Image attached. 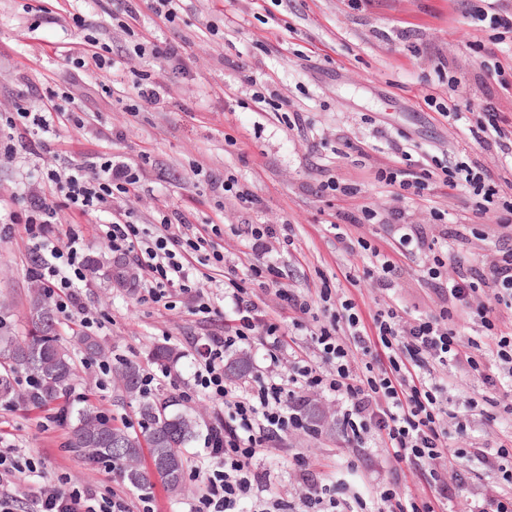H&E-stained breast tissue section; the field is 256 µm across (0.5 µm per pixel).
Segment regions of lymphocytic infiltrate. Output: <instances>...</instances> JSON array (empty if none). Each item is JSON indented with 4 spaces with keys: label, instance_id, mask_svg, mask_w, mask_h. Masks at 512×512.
Masks as SVG:
<instances>
[{
    "label": "lymphocytic infiltrate",
    "instance_id": "f902f5d3",
    "mask_svg": "<svg viewBox=\"0 0 512 512\" xmlns=\"http://www.w3.org/2000/svg\"><path fill=\"white\" fill-rule=\"evenodd\" d=\"M180 2L112 0L107 14L113 26L129 33L146 10L162 23L174 22ZM54 53L76 80L93 69L116 71L128 64L127 59L114 58L109 46L89 33L82 36L79 48L58 46ZM134 53L172 74L185 71L179 46L157 36H140ZM91 121L90 113L59 88H47L38 97L21 89L0 104V127L24 126L42 162L39 190L14 194L0 203V235L9 236L16 224L37 226L32 241L35 274L55 313L79 315L84 328L101 322L82 294L87 280L84 240L72 232L57 241L46 237L63 211L77 218L106 214L97 234L113 261L135 265L131 287L138 301L168 309L180 299L193 304L198 314H212L202 286L208 275L194 260L204 252L215 263H223L219 225L197 227L187 215L163 213L157 233L141 238L130 201L152 177L150 153H142L133 164L108 150L62 162L52 148L58 126L82 129ZM400 158L401 165L385 164L373 171L375 183L388 189L394 207L382 212L367 204L353 211L340 209L330 226H394L405 253L419 255L423 278L438 298L436 307L407 320L389 305L367 320L356 299L337 294L329 280H322L313 294L288 288L285 271L272 252L275 242L287 246L290 238H277L271 225H251L245 242L250 263L243 276L224 283L231 314L223 330L193 346L196 386L224 406V447L212 463L196 470L200 490L190 512H241L246 502L250 512H340L341 486L323 483L308 468H300L296 497L288 500L272 492L270 473L254 467L273 442L303 429L304 408L314 393L336 401L337 422L354 447L372 440L394 461L428 468L430 495L404 494L389 482L377 487L374 510L363 507L359 512H436L437 505L455 495V486L436 463L448 457L449 429L462 433L467 424L444 402L438 372L452 364L479 371L488 351L496 355L503 372L512 375V332L502 331L494 317L495 306L512 307V247L497 248L457 277H448L451 244L428 236L424 225L408 222L398 203L424 199L437 188L449 194L465 189L471 200L470 223L494 216L498 235L512 238V195L492 174L464 161L442 165L409 149L401 151ZM263 289L272 291L279 307L288 310L289 320H281L260 297ZM460 310L479 317L486 335L493 338L489 347L463 339L452 327L453 314ZM302 335L310 338L311 347L299 343ZM255 339L269 349L267 374L249 388L233 387L224 377V355ZM33 466L31 458L0 449V512H25L29 504L34 512H155L148 495L134 508L121 494L101 497L93 489H71L62 483L44 485L30 501H23L11 490L10 480Z\"/></svg>",
    "mask_w": 512,
    "mask_h": 512
}]
</instances>
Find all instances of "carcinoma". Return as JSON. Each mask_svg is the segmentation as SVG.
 Masks as SVG:
<instances>
[{
  "instance_id": "1",
  "label": "carcinoma",
  "mask_w": 512,
  "mask_h": 512,
  "mask_svg": "<svg viewBox=\"0 0 512 512\" xmlns=\"http://www.w3.org/2000/svg\"><path fill=\"white\" fill-rule=\"evenodd\" d=\"M92 278L107 281L119 277L124 269L100 256L88 258ZM29 329L25 336L0 335V405L36 410L56 411L57 420L68 429V446L92 464L117 470L127 484L146 492L160 482L172 496L185 487L186 448L200 427L195 415L188 411L173 413L177 399L147 398L141 394V367L134 361L122 360L115 366V378L124 392L138 402L140 432L131 433L125 425L97 406L86 403L73 411L68 397L78 379L76 365L59 334V320L46 303V292L38 279L29 288ZM85 354L99 356L106 346L91 335L78 336ZM22 372L32 384L24 391L16 388L13 374Z\"/></svg>"
}]
</instances>
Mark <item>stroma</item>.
Here are the masks:
<instances>
[{"instance_id": "obj_1", "label": "stroma", "mask_w": 512, "mask_h": 512, "mask_svg": "<svg viewBox=\"0 0 512 512\" xmlns=\"http://www.w3.org/2000/svg\"><path fill=\"white\" fill-rule=\"evenodd\" d=\"M59 2L57 15L40 18L29 10L32 0H0V102L23 83L41 89L65 84L67 70L53 49L80 41L71 17L82 15L113 55L129 58L132 68L84 76L73 94L92 111L94 123L80 131L59 128L55 150L62 159H81L100 151V132L117 130L124 137L115 141L112 152L122 161L135 163L142 152H150L156 175L134 204L141 236L155 235L162 212L192 206L197 222L221 217L228 227L222 240L224 264L206 267L214 277L245 264L242 236L247 225L271 224L278 236L293 240L283 257L292 288L311 292L320 276L333 278L337 291L354 295L370 315L387 298L363 280L370 260L353 243L363 237L390 254L399 245L384 224L346 226L347 240H337L327 222V205L317 194L322 180L332 175L357 184L366 202L382 210L391 207L389 194L373 181L372 164L394 163L395 141L442 163L466 159L512 180L496 145H478L467 131L468 120L450 122L425 102L429 95L442 102L452 98L470 104L475 113L490 104L512 124V93L500 85L501 79L512 81V0H499L498 15L505 25L495 30L473 23L469 11L479 0H183L178 19L161 34L183 46L190 73L166 76L165 103L135 117L103 91L114 82L130 85L132 69L143 68V60L133 56V38L113 27L92 0ZM247 75L268 81L281 112L252 101L243 82ZM292 112L301 113V129H289L285 116ZM348 142L370 148V159L354 163L342 157ZM199 167L215 176H235L259 199L258 208L247 210L232 200L219 212L207 204L194 206L206 190L195 174ZM430 198L427 204L406 201L404 207L412 221L428 225L433 234L439 228L430 222L431 207L447 208L448 222L455 225L469 204L463 190L449 198L437 189ZM31 259L24 227L16 225L12 238L0 240L2 330L18 334L26 327ZM350 273L359 276V283L347 281ZM395 280L400 308L414 314L430 306L417 261L400 260ZM85 295L105 318L98 336L110 358L133 360L158 374L156 392H190L183 407L199 412L202 425L221 418V405L193 389L186 341L221 330L223 315L206 319L181 303L168 310L141 305L129 288L99 279L89 283ZM159 344L179 351L177 377L161 376L152 360L150 353ZM73 357L81 370L70 402L80 406L90 400L116 422L137 424L135 405L122 396L112 376H100L81 352ZM448 376L444 396L469 424L465 433L449 438L451 448L465 454L449 464L462 485L446 510L469 512L496 483L493 471L469 449L512 443V392L497 391V419L488 424L464 409L468 397L482 391L480 378L460 366ZM0 444L37 463L35 473L16 476L18 494L65 476L101 493L114 488L130 499L138 497L124 483H112L104 467L87 463L68 448L67 432L51 413L0 406ZM296 458L306 460L321 478L344 480L361 494L377 482L396 483L412 495L429 492L424 467L390 461L379 448L352 447L331 423L315 434H289L258 461L259 471L278 473L276 493H292L296 475L288 463ZM351 461L356 464L352 470L347 467Z\"/></svg>"}]
</instances>
